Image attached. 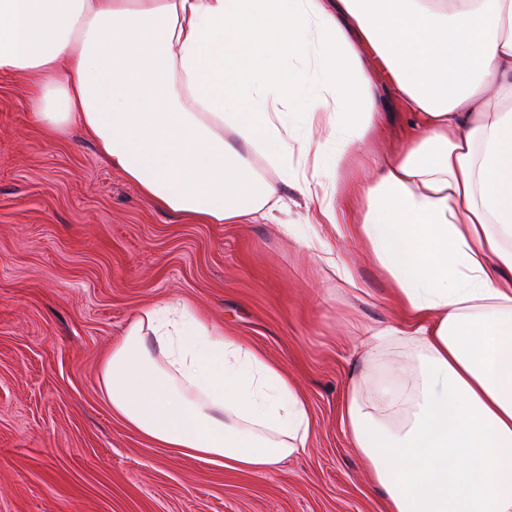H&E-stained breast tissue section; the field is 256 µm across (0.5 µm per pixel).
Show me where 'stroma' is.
<instances>
[{
  "label": "stroma",
  "mask_w": 512,
  "mask_h": 512,
  "mask_svg": "<svg viewBox=\"0 0 512 512\" xmlns=\"http://www.w3.org/2000/svg\"><path fill=\"white\" fill-rule=\"evenodd\" d=\"M386 109L365 154L399 150ZM344 251L356 297L274 224H193L161 209L79 131L46 138L27 81L0 75V512H386L339 421L365 328L398 320L390 282ZM184 301L280 364L306 399V453L247 474L172 454L113 416L102 356L136 313Z\"/></svg>",
  "instance_id": "35a3bbf8"
}]
</instances>
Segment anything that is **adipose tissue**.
Here are the masks:
<instances>
[{
	"label": "adipose tissue",
	"instance_id": "ef3b65f1",
	"mask_svg": "<svg viewBox=\"0 0 512 512\" xmlns=\"http://www.w3.org/2000/svg\"><path fill=\"white\" fill-rule=\"evenodd\" d=\"M366 51L415 138L374 177L317 181L307 163L341 168L382 119ZM0 74L29 77L46 136L78 128L162 208L240 224L292 185L312 215L283 233L353 289L336 242L359 241L404 312L366 329L362 358L411 355L346 387L351 447L388 512H512V0H0ZM100 387L152 444L232 470L265 473L313 435L280 365L183 302L129 323Z\"/></svg>",
	"mask_w": 512,
	"mask_h": 512
}]
</instances>
